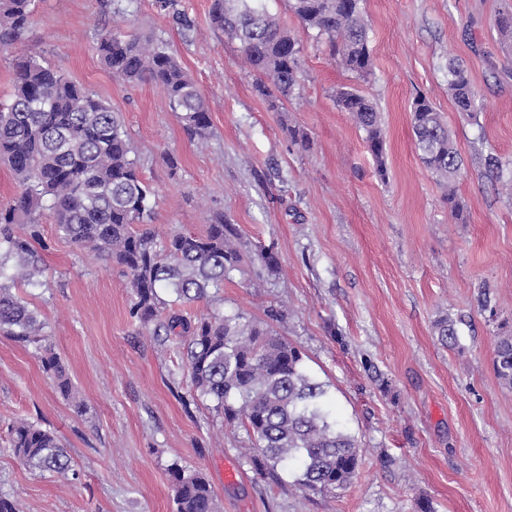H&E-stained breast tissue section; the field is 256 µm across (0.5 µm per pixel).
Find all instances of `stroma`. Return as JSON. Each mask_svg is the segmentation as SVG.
Masks as SVG:
<instances>
[{
  "instance_id": "obj_1",
  "label": "stroma",
  "mask_w": 512,
  "mask_h": 512,
  "mask_svg": "<svg viewBox=\"0 0 512 512\" xmlns=\"http://www.w3.org/2000/svg\"><path fill=\"white\" fill-rule=\"evenodd\" d=\"M303 45L299 88L279 110L255 91L239 45L213 27L211 0H35L33 22L0 50V103L15 55L64 73L121 112L152 192L159 235L235 224L243 250L272 247L276 270L242 272L196 313L216 307L262 319L325 383L362 450L350 486L301 492L259 475L246 432L192 398L174 340L130 317L123 268L65 238L42 219L39 288L16 293L42 321L79 402L44 372L38 345L0 333V496L21 512H175L170 470L196 469L219 512H512V389L495 374L494 349L512 332V199L487 166L512 169V44L495 20L512 0H362L372 73L355 78L304 31L288 0H263ZM184 13L189 29L172 17ZM122 15L126 30L168 43L210 103L197 143L161 87L113 76L95 51L98 31ZM467 68L480 109L456 112L449 57ZM352 87L381 115L386 175L335 94ZM424 94L455 133L463 159L462 217L422 163L411 105ZM308 147L292 144L285 125ZM458 321L459 347L433 324ZM19 418L53 431L72 475L40 474L14 457Z\"/></svg>"
}]
</instances>
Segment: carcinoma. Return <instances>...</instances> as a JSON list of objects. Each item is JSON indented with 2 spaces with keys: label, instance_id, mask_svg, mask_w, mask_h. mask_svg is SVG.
<instances>
[{
  "label": "carcinoma",
  "instance_id": "cac0c4a2",
  "mask_svg": "<svg viewBox=\"0 0 512 512\" xmlns=\"http://www.w3.org/2000/svg\"><path fill=\"white\" fill-rule=\"evenodd\" d=\"M34 0H0V48L11 47L28 27ZM361 0H290L304 29L315 30L332 59L363 77L371 71L368 27ZM212 25L239 44L255 75V89L272 109L288 99L302 74L300 40L269 14L262 0H212ZM97 52L112 74L130 83L163 87L171 111L203 138L211 125L210 106L162 41H144L119 26L99 31ZM448 95L456 111L474 112L476 92L467 69L448 57ZM337 106L365 133V142L385 176L381 117L371 100L341 89ZM412 131L420 158L448 185V209H465L455 186L461 157L454 133L430 100L412 102ZM133 145L121 113L48 65L26 58L15 66L10 103L0 104V161L19 186L0 206V330L22 343H44L42 367L56 388L72 396L60 358L45 344V323L14 292L21 278L43 285V259L35 248L44 212L58 231L98 256L122 266L134 296L130 317L152 335L174 336L186 350L194 396L214 403L224 421L245 430L260 474L295 475L304 491L335 494L346 489L360 461V446L336 416L327 389L305 368L299 349L278 336L267 319L212 310L191 316L183 303L207 300L246 261L272 270L279 259L270 247L246 258L237 247L235 225L219 221L203 235L175 233L163 240L148 228L153 221L151 191L131 157ZM174 296L166 300L161 292ZM434 332L448 348L458 346L457 321L443 316ZM495 365L500 383L512 389V333L498 337ZM14 456L30 470L64 474L71 467L56 434L20 418L11 426ZM176 512H215L214 491L195 470L171 468Z\"/></svg>",
  "mask_w": 512,
  "mask_h": 512
}]
</instances>
